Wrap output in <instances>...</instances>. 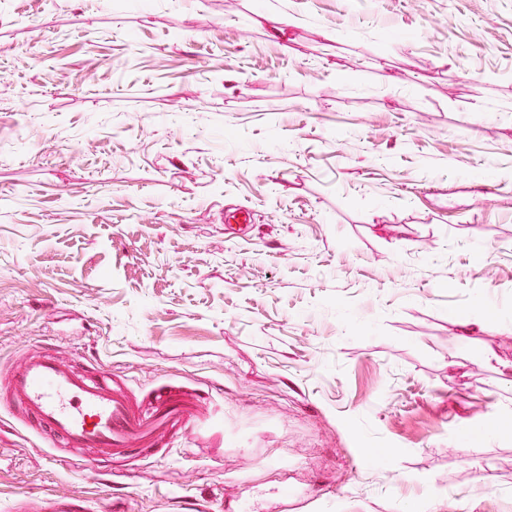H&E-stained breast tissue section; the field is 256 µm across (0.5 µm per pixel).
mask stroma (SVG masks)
Returning <instances> with one entry per match:
<instances>
[{
  "instance_id": "35a3bbf8",
  "label": "stroma",
  "mask_w": 512,
  "mask_h": 512,
  "mask_svg": "<svg viewBox=\"0 0 512 512\" xmlns=\"http://www.w3.org/2000/svg\"><path fill=\"white\" fill-rule=\"evenodd\" d=\"M45 351L213 422L95 473L0 399V512H512V0H0Z\"/></svg>"
}]
</instances>
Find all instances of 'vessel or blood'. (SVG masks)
<instances>
[{"mask_svg":"<svg viewBox=\"0 0 512 512\" xmlns=\"http://www.w3.org/2000/svg\"><path fill=\"white\" fill-rule=\"evenodd\" d=\"M7 386L16 403L46 436L83 454L89 466L99 458L121 459L139 448L163 445L204 422V406L190 394L158 395L133 400L110 371L92 379L45 353L14 368Z\"/></svg>","mask_w":512,"mask_h":512,"instance_id":"1","label":"vessel or blood"}]
</instances>
